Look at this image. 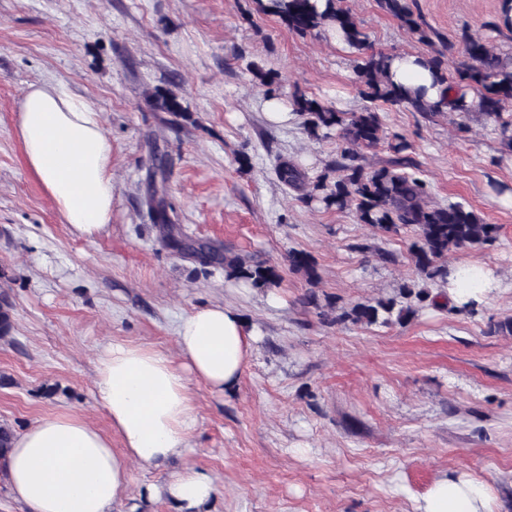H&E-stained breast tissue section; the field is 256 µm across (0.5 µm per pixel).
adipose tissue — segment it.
<instances>
[{
    "mask_svg": "<svg viewBox=\"0 0 512 512\" xmlns=\"http://www.w3.org/2000/svg\"><path fill=\"white\" fill-rule=\"evenodd\" d=\"M395 84L425 88L427 101L445 96L419 53L396 54ZM18 137L28 170L40 181L66 224L94 238L112 212V143L100 112L62 83L32 85L19 114ZM501 287L485 265L448 271L447 296L470 308ZM242 314L226 304L195 307L175 326L176 355L132 342L109 344L97 360L96 394L111 430L103 432L75 412L36 421L15 433L0 460L9 494L25 512H114L130 497V466L153 468L184 456L197 423L191 382L221 394L240 381L258 340ZM218 492L206 470L185 465L162 485H146L139 498H165L175 512H206ZM490 488L466 473L435 480L417 512H492Z\"/></svg>",
    "mask_w": 512,
    "mask_h": 512,
    "instance_id": "adipose-tissue-1",
    "label": "adipose tissue"
}]
</instances>
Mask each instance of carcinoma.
I'll list each match as a JSON object with an SVG mask.
<instances>
[{"instance_id": "1", "label": "carcinoma", "mask_w": 512, "mask_h": 512, "mask_svg": "<svg viewBox=\"0 0 512 512\" xmlns=\"http://www.w3.org/2000/svg\"><path fill=\"white\" fill-rule=\"evenodd\" d=\"M253 9L280 18L288 32L307 35L322 29L336 32L360 55L356 73L361 94L371 102L404 105L415 112L435 114L448 107L460 116L471 112L483 115L486 122L498 128L503 143L512 148V123L503 114L512 110V60L496 54L482 38L462 35V62L448 76L439 56L428 58V65L440 82L451 81L454 96L444 105L431 104L422 95L390 81L388 70L391 55L368 50L367 37L350 9L341 0H326L321 10L314 0H252ZM379 5L400 20L410 31L427 39L425 31L414 18L405 0H379ZM253 81L265 88L268 97L276 95L278 75L255 63L248 65ZM293 112L302 119L304 132L314 140L336 135L345 146L336 150V157L323 173L310 177L302 166L285 158L278 166L282 183L298 192V200L307 206L345 210L355 213L357 223L383 233L412 230L414 238L409 253L416 270L426 279L448 281V266L440 263L449 251L466 246L492 242L497 226L486 224L471 209L461 203L440 205L428 200L427 183L409 172L416 167L409 155L411 144L403 137L385 135L379 112L366 107L359 112H343L335 105L303 92L291 97ZM394 157L387 165L368 170L362 164L360 148H373L381 142ZM148 179L151 192L146 200L159 239L180 255L190 256L202 265L216 264L224 269V278L259 293L269 294L280 286L278 267L267 262H249L228 249L217 250L206 243L182 234L171 219L166 202L168 162L166 154L153 148V163ZM290 264L311 281L318 278L316 263L303 251L290 253ZM436 301L426 288L407 283L396 295L356 303L342 308L337 316L341 321L360 325L403 323L417 310ZM13 330L12 305L0 300V339L11 337Z\"/></svg>"}]
</instances>
